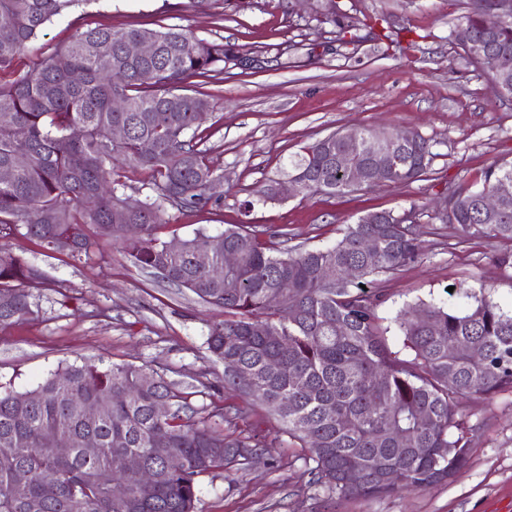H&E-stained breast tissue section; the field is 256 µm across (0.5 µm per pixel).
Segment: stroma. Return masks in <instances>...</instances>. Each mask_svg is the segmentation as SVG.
<instances>
[{
  "label": "stroma",
  "mask_w": 512,
  "mask_h": 512,
  "mask_svg": "<svg viewBox=\"0 0 512 512\" xmlns=\"http://www.w3.org/2000/svg\"><path fill=\"white\" fill-rule=\"evenodd\" d=\"M465 0H95L54 20L28 43L19 70L99 24L173 26L257 57L256 70L226 67L210 85L213 108L198 135L222 178L204 210L166 209L165 241L203 229L216 234L247 224L264 246L323 247L370 211L413 213L425 247L421 260L379 275L377 308L388 347L409 357L397 316L418 301L458 311L473 293L512 310V239L463 234L442 223L434 203L459 186L481 189L493 164L512 160V95L491 89L488 69L467 63L453 32ZM349 25L340 34L331 15ZM341 127L406 130L429 139L434 157L415 181L347 194L294 193L259 203L284 179L288 159ZM11 245L44 272L33 316L0 328V388L37 386L58 365L98 359L163 373L189 392L195 419L225 435L258 437L278 459H260L197 480L196 512H322L321 491L302 480L303 449L292 448L281 422L224 387V365L207 349L220 309L159 282L136 266L123 244L100 239L90 257L51 254L15 236ZM245 418L225 421L228 408ZM473 437L458 478L422 492L339 501L336 512H512V391L462 402Z\"/></svg>",
  "instance_id": "stroma-1"
}]
</instances>
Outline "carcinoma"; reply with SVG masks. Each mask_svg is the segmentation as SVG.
Segmentation results:
<instances>
[{"label":"carcinoma","instance_id":"cac0c4a2","mask_svg":"<svg viewBox=\"0 0 512 512\" xmlns=\"http://www.w3.org/2000/svg\"><path fill=\"white\" fill-rule=\"evenodd\" d=\"M89 0H0V167L18 154L28 158L8 183H0V327L31 317L33 291L45 285L40 268L15 253L18 234L51 252L89 256L96 245L87 228L106 236L103 225L127 202L122 172L147 174L153 197L122 222L112 236L124 240L134 264L167 283L224 310L209 327L207 345L224 363V386L241 391L272 412L288 440L308 450L302 476L323 490L326 512L349 497L378 499L403 490L426 491L453 481L467 466L476 428L459 411L460 399L512 389V313L485 296L463 310L420 302L401 311L399 327L409 358L390 350L376 309L381 290L371 278L421 259L415 225L390 211L368 212L346 225L332 245L289 248L273 254L240 224L219 234L197 230L170 253L156 235L165 208L200 210L211 201L217 177L194 132L196 113L212 108L204 86L238 64L242 55L222 42L199 39L180 28H114L100 24L77 31L72 42L21 72L16 60L53 19ZM463 21L478 37L492 38L504 53L512 83V23L501 25L491 9L466 12ZM157 42L152 58L125 55L128 40ZM80 73L81 82H71ZM121 97L126 108L117 111ZM128 129L112 143V127ZM80 127L79 139L69 137ZM393 148L389 182L418 178L432 158L421 135ZM357 143L353 163L369 167L375 150L365 128H343L288 160V175L301 190L329 195L353 190L337 162L347 141ZM503 179L512 162L491 166L483 187L461 189L448 222L464 234L512 238V197L497 219L482 213L480 198ZM377 248L360 250L363 237ZM238 254L235 268L216 279L196 266V253L224 249ZM334 278H321L323 268ZM288 339L284 347L277 337ZM479 349L484 358L471 359ZM146 370L129 364L72 363L50 373L32 390L0 392V512H195L197 478L226 466L244 465L265 444L251 436L224 437L203 421L189 423L181 411L189 393L158 372L146 387ZM161 399L173 407L159 420ZM91 402L96 419L85 417ZM397 428L398 444L387 435ZM70 442L67 459L55 454ZM100 443L98 458L82 453ZM138 456L161 479L144 489L134 477L126 498L109 496L112 465ZM31 475L29 499L11 494L16 472ZM58 473L53 487L38 476Z\"/></svg>","mask_w":512,"mask_h":512}]
</instances>
